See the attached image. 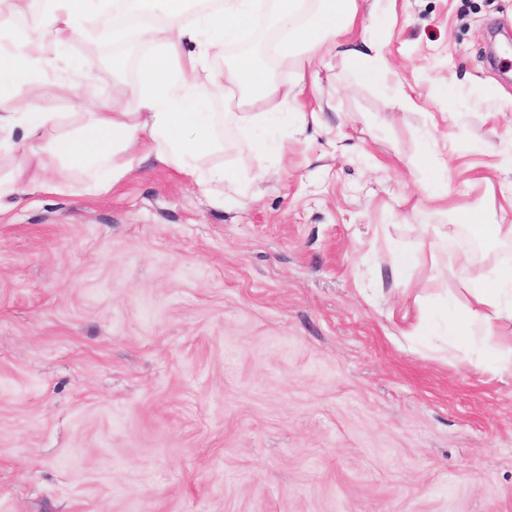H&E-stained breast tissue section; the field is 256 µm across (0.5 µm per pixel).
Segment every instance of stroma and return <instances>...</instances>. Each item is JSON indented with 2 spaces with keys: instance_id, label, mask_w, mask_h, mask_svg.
Returning a JSON list of instances; mask_svg holds the SVG:
<instances>
[{
  "instance_id": "35a3bbf8",
  "label": "stroma",
  "mask_w": 512,
  "mask_h": 512,
  "mask_svg": "<svg viewBox=\"0 0 512 512\" xmlns=\"http://www.w3.org/2000/svg\"><path fill=\"white\" fill-rule=\"evenodd\" d=\"M45 0L12 12L38 55ZM347 42L370 36L388 87L318 56L279 113L282 155L251 149L224 123L215 163L263 173L259 194L215 206L172 170L86 193L65 171L53 193L0 214V512H512V374L483 345L447 349L431 326L413 340L398 316L464 299L512 245L485 241L394 282L392 247L451 224L446 188L488 221L512 195V0H357ZM84 24L66 51L92 83L47 92L40 111L72 127L79 101L127 100L152 42L100 38ZM263 24L212 69L268 60L277 84L297 63L269 58ZM323 110L322 123L294 112ZM429 158L431 174L418 167Z\"/></svg>"
}]
</instances>
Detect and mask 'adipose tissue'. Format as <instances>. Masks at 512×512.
Instances as JSON below:
<instances>
[{
  "label": "adipose tissue",
  "mask_w": 512,
  "mask_h": 512,
  "mask_svg": "<svg viewBox=\"0 0 512 512\" xmlns=\"http://www.w3.org/2000/svg\"><path fill=\"white\" fill-rule=\"evenodd\" d=\"M40 30L52 33L60 48L67 46L82 23L104 16L109 0H49ZM191 0H128L135 13L162 19L165 36L140 64V80L133 105L90 103L81 123L58 131L53 113L42 112L37 99L50 88L62 89L88 81L92 73L82 62L60 53L31 56L29 38L16 35L13 21L0 17V153L24 147L38 161L40 176L27 177L17 169L0 177V211L28 196L55 187L48 174L65 167L80 171L87 193H109L146 166L173 169L181 178L224 198L225 188L239 187L241 174L223 165L203 166V156L223 151L224 115L208 111L211 86L224 83L238 93L243 111L237 120L265 152L279 151L271 135L276 118L253 112L257 97L295 96L294 88L274 83L266 67L253 57H239L225 72L208 73L206 60L223 52L225 44L263 19L253 0H218L216 9L200 13L194 25L184 18ZM356 0H275L273 24L278 32L277 55L311 59L329 46H340L356 20ZM198 40L199 49L185 51V40ZM467 299L448 312L445 333L457 343H468L474 331L492 330L512 320V267L489 271L486 279L470 285Z\"/></svg>",
  "instance_id": "obj_1"
}]
</instances>
